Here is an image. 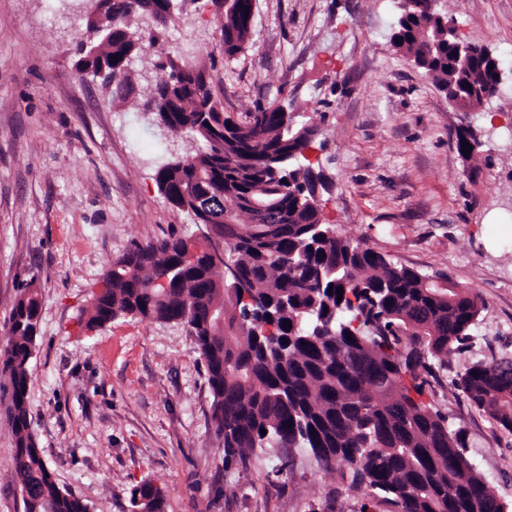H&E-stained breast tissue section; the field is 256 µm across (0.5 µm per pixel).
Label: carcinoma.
<instances>
[{"label":"carcinoma","mask_w":512,"mask_h":512,"mask_svg":"<svg viewBox=\"0 0 512 512\" xmlns=\"http://www.w3.org/2000/svg\"><path fill=\"white\" fill-rule=\"evenodd\" d=\"M437 2L401 7L391 45L454 107L470 112L484 104L495 60L460 62L448 38L454 18ZM222 6L221 47L232 57L250 43V3L222 0ZM162 9L164 0H112V13L84 19L97 51H80L77 69L97 78L108 65L102 85L112 89V102L125 103L136 92L131 67L140 48L128 36L129 17ZM157 67L165 77L146 111L202 142L191 158L158 167V188L174 209L188 213L194 196L224 195L218 228L235 238L228 258L263 312L248 315L240 294L204 257L184 260L188 236L172 234L136 243L112 261L111 292L93 298L85 327L127 316L186 325L205 362L226 462L244 463L257 448L288 452L302 443L326 470L345 464L350 487L366 488L390 512H503L466 457L461 433L449 431L446 417L423 400L430 387L424 375L462 353L479 314L477 295L454 284L439 288L436 281L447 276L422 275L360 242L328 235L317 177L303 156L314 126L298 123L275 101L243 115L224 111L205 71L183 55L161 57ZM467 143V158L480 160L483 142L469 124L456 130L457 150ZM254 201L276 210L257 219ZM162 276L166 289L156 285ZM40 311L38 289L21 290L0 349L14 474L25 512H89L57 484L32 430L28 393ZM266 324L275 325V337H263ZM499 364L474 363L454 386L512 433V377L502 376ZM165 506L163 489L150 481L129 492L128 512H165Z\"/></svg>","instance_id":"1"}]
</instances>
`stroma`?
I'll return each instance as SVG.
<instances>
[{"instance_id": "1", "label": "stroma", "mask_w": 512, "mask_h": 512, "mask_svg": "<svg viewBox=\"0 0 512 512\" xmlns=\"http://www.w3.org/2000/svg\"><path fill=\"white\" fill-rule=\"evenodd\" d=\"M55 0H0V345L22 288H38L31 363L33 433L59 486L89 512H127L130 488L161 486L166 512H388L293 449L225 462L203 360L185 325L138 317L87 330L83 312L112 260L133 243L195 231L155 180L192 156V138L144 111L164 73L161 53L195 50L225 111L288 101L317 128L316 195L337 235L425 275L447 274L483 302L462 354L431 377L428 401L462 431L465 454L512 512V434L453 381L465 366L512 360V144L489 115L512 114V0H439L458 31L503 63L499 91L478 112L453 107L390 44L397 0H255L252 41L220 45L216 0H176L166 38L130 17L143 51L132 102L116 105L76 67L83 26ZM471 125L491 163L455 148ZM14 438L0 404V512H25L13 479Z\"/></svg>"}]
</instances>
